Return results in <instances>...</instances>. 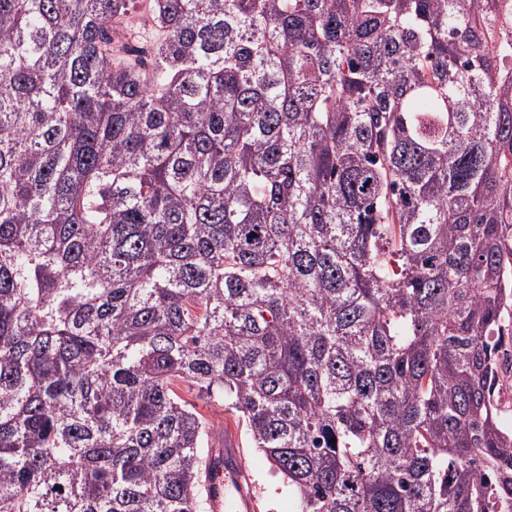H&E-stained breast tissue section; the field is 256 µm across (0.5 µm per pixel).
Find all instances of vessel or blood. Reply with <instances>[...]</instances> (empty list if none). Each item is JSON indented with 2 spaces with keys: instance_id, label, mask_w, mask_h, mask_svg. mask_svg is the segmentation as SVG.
<instances>
[{
  "instance_id": "obj_1",
  "label": "vessel or blood",
  "mask_w": 512,
  "mask_h": 512,
  "mask_svg": "<svg viewBox=\"0 0 512 512\" xmlns=\"http://www.w3.org/2000/svg\"><path fill=\"white\" fill-rule=\"evenodd\" d=\"M199 483L210 512H257L258 487L241 439L232 427L224 429L223 447L209 450Z\"/></svg>"
}]
</instances>
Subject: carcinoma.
Listing matches in <instances>:
<instances>
[{
  "label": "carcinoma",
  "mask_w": 512,
  "mask_h": 512,
  "mask_svg": "<svg viewBox=\"0 0 512 512\" xmlns=\"http://www.w3.org/2000/svg\"><path fill=\"white\" fill-rule=\"evenodd\" d=\"M481 0H0V512H512V57ZM149 1L136 0L134 10L129 15V22L140 27L145 40L152 44L162 38L163 32L153 27L150 21ZM180 394L196 405V409L215 426L219 440H224V448H210L199 477L201 488L209 501L210 512H285L287 488L273 475L267 460L254 448H250L244 431L241 432L239 428L247 449L245 458V448L238 433L226 426H236L235 417L225 412L223 403L199 396L197 389H189L187 386H182ZM222 458L223 467H216ZM250 469L262 489L259 501L258 487Z\"/></svg>",
  "instance_id": "obj_1"
}]
</instances>
